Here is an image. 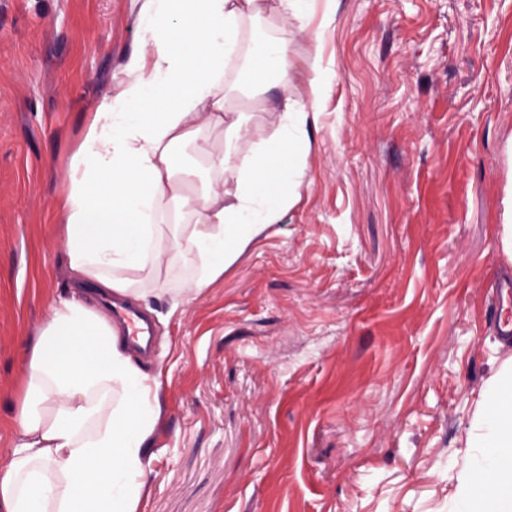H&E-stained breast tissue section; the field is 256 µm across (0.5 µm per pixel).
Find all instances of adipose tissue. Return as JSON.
Returning <instances> with one entry per match:
<instances>
[{
    "mask_svg": "<svg viewBox=\"0 0 512 512\" xmlns=\"http://www.w3.org/2000/svg\"><path fill=\"white\" fill-rule=\"evenodd\" d=\"M337 0H142L140 42L114 93L93 113L64 173L65 251L74 284L180 305L223 276L300 200L326 73L318 51L287 39L245 42L262 18L308 34ZM246 66L231 70L241 46ZM310 72L296 93L297 64ZM234 80H227V73ZM267 133L254 135L257 112ZM221 130V148L204 133ZM189 145L201 184L175 161ZM193 265L183 287L169 279ZM161 382L128 353L110 321L77 294L48 309L20 381L18 436L0 470V512H137L162 414ZM475 475L449 512H512V356L480 402Z\"/></svg>",
    "mask_w": 512,
    "mask_h": 512,
    "instance_id": "obj_1",
    "label": "adipose tissue"
}]
</instances>
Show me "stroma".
Wrapping results in <instances>:
<instances>
[{
    "label": "stroma",
    "mask_w": 512,
    "mask_h": 512,
    "mask_svg": "<svg viewBox=\"0 0 512 512\" xmlns=\"http://www.w3.org/2000/svg\"><path fill=\"white\" fill-rule=\"evenodd\" d=\"M139 0H0V469L47 308L71 291L64 163L138 44ZM301 200L178 308L138 303L162 382L139 512H448L512 175V0H339Z\"/></svg>",
    "instance_id": "obj_1"
}]
</instances>
